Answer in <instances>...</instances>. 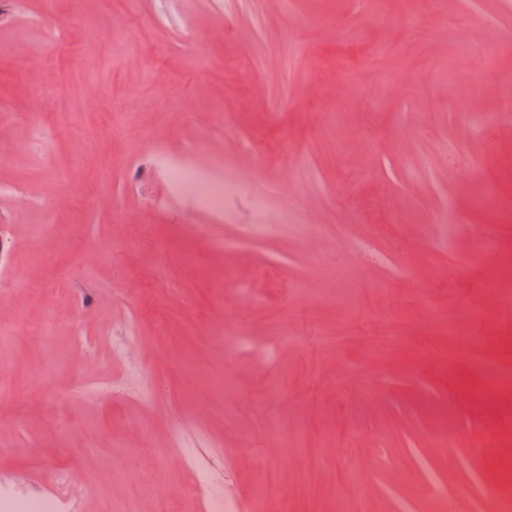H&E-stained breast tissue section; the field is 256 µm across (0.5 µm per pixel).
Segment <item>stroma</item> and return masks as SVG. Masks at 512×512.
<instances>
[{
    "instance_id": "35a3bbf8",
    "label": "stroma",
    "mask_w": 512,
    "mask_h": 512,
    "mask_svg": "<svg viewBox=\"0 0 512 512\" xmlns=\"http://www.w3.org/2000/svg\"><path fill=\"white\" fill-rule=\"evenodd\" d=\"M42 7L0 0V485L64 465L73 512H198L201 454L246 498L266 468L315 471L312 512H505L485 476L512 450V297L488 300L512 280V0H57L51 50ZM160 151L245 201L190 213ZM158 480L183 496L148 500ZM44 13L38 17L37 23L42 29L47 45H54L60 36V31L66 28V18L55 11V0H45Z\"/></svg>"
}]
</instances>
